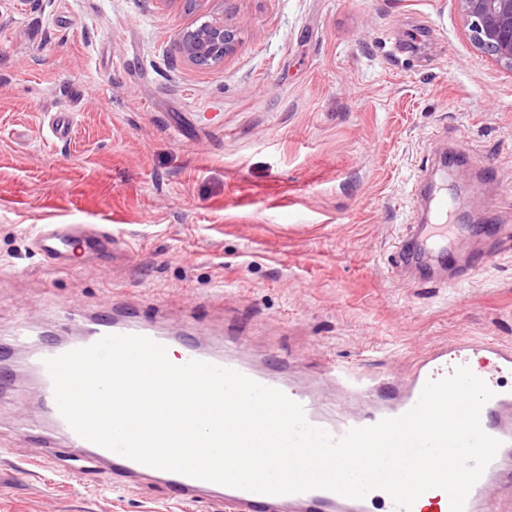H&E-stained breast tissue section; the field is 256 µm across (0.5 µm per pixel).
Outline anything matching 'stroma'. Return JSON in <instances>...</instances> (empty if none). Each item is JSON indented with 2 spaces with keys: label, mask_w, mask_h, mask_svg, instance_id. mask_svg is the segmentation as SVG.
Masks as SVG:
<instances>
[{
  "label": "stroma",
  "mask_w": 512,
  "mask_h": 512,
  "mask_svg": "<svg viewBox=\"0 0 512 512\" xmlns=\"http://www.w3.org/2000/svg\"><path fill=\"white\" fill-rule=\"evenodd\" d=\"M212 20L237 49L200 67L178 34ZM446 149L470 158L472 220L512 225V71L456 0H0V346L25 355L19 320L75 338L66 304L130 306L332 403V360L403 376L458 336L512 344V249L451 290L393 279ZM41 224H108L119 246L60 270ZM41 420L31 376L0 388V512H172L160 484L28 466L19 428Z\"/></svg>",
  "instance_id": "stroma-1"
}]
</instances>
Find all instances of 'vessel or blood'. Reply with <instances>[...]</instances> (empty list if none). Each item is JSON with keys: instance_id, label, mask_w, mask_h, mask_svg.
<instances>
[{"instance_id": "1", "label": "vessel or blood", "mask_w": 512, "mask_h": 512, "mask_svg": "<svg viewBox=\"0 0 512 512\" xmlns=\"http://www.w3.org/2000/svg\"><path fill=\"white\" fill-rule=\"evenodd\" d=\"M448 196L438 194L433 222L409 225L391 258L393 273H406L412 284L454 288L482 271L499 254L503 243L512 241V226L487 224L478 227L482 245L474 250L466 265H459L455 241L460 227L448 220ZM33 247L43 259L58 268L70 267L77 252L101 254L112 247V229L101 224L86 230L81 224H43L33 239ZM66 314L81 319L83 334L77 347L93 345L107 335H140L163 346H170L169 337L129 312L115 307L103 308L98 317L82 319L77 308L66 307ZM66 346L39 352L31 365L37 380L41 406L68 441L66 459L69 476L80 477L89 462H97L104 476L118 475L128 482L150 480L166 485L175 492L178 504H188L204 498L223 500L230 512H396L390 495L380 489L364 498L352 499L325 489L301 493L271 495L197 479L177 472L154 468L119 453L103 448L80 437L58 410L51 376L45 359L66 353ZM179 363L192 360L208 361L219 367L235 370L253 381L283 391L300 404L307 421L333 437L344 436L350 429L369 427L386 418H396L409 411L418 401L428 380L451 375L457 367L480 361L476 375L492 390L480 414V424L489 436L500 440L501 446L480 479L471 488L464 512H497V491L512 485V386L505 376L512 374V345L489 338L461 336L429 347L414 363L403 379L389 375L356 376L336 364H328L324 378L336 387L343 407L328 410L306 389L288 386L278 373L255 368L242 359L218 354H206L198 346L182 344L177 355Z\"/></svg>"}]
</instances>
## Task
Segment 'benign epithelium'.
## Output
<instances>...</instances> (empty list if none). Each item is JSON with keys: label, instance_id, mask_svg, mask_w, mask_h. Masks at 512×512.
<instances>
[{"label": "benign epithelium", "instance_id": "1", "mask_svg": "<svg viewBox=\"0 0 512 512\" xmlns=\"http://www.w3.org/2000/svg\"><path fill=\"white\" fill-rule=\"evenodd\" d=\"M473 43L496 64L512 71V0H457ZM181 54L199 66L219 64L235 49V34L206 21L179 33Z\"/></svg>", "mask_w": 512, "mask_h": 512}]
</instances>
